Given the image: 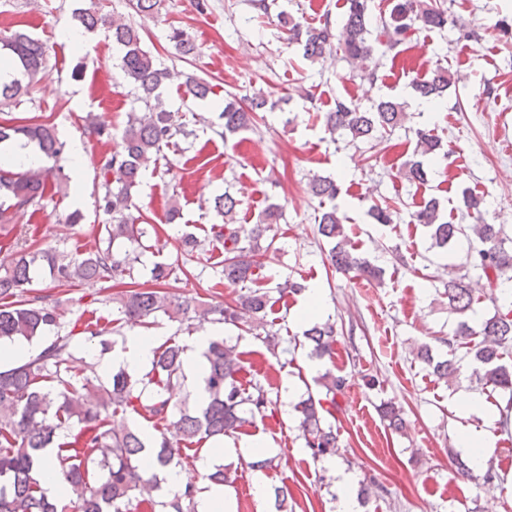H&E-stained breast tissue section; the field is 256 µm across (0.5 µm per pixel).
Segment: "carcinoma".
<instances>
[{
	"label": "carcinoma",
	"mask_w": 512,
	"mask_h": 512,
	"mask_svg": "<svg viewBox=\"0 0 512 512\" xmlns=\"http://www.w3.org/2000/svg\"><path fill=\"white\" fill-rule=\"evenodd\" d=\"M372 0H345V19L336 31L329 16L317 25L308 24L284 11L278 13L279 24L287 31L288 44L300 47L302 57L312 63L340 50L352 69L375 78L370 66L373 46L370 43ZM135 14L154 17L162 13L165 0H128ZM389 18L381 23L391 48L400 44L417 26L442 29L448 23L447 0H390ZM76 20L87 30L101 29L120 52V68L124 82L131 87L134 101L145 113L131 110L120 142L104 157L99 178L102 195L97 206L107 216L103 236L89 250L68 254L55 248L35 252L15 251L9 260L0 262V343L32 341L59 328L58 306L46 303V297L32 294L36 270L48 268L60 286L95 280L125 286L108 297L115 318L112 327L98 322L86 324L84 335L56 336L40 354L4 371H0V512H196L200 488L190 481L173 492L160 494L158 475L182 465L185 450L212 438L230 437L265 418L274 404L276 389L272 377L241 381L246 371L237 345L217 336L203 352L205 361V397L188 406L180 400L182 390V356L186 346L178 341L154 350L151 369L134 374L124 368L112 371L107 380L94 373L82 380L71 374L70 363L81 346L98 344L106 350L107 333H121L124 325L140 323L147 327L160 316L178 323L181 331L190 332L194 324L214 327L238 326L240 316L249 313L258 321L263 336L259 340L272 355H278L282 344L275 323L267 320L275 300L270 290L252 287L254 257L267 253L273 246L270 232L283 218L280 205L271 203L263 210L259 223L247 228L236 223L241 200L229 194L214 198V207L224 213V223L211 226L212 240L224 249L221 270L224 283L237 287L232 299L213 304L199 297L179 299L167 288L177 280L180 267L156 262L141 273V255L145 250L141 227L142 215H136L133 193L139 186L142 171L157 161L163 147L180 136L193 135L175 113L167 110L163 93L174 73L157 62L142 44L139 28L121 15L104 10L100 0H89L79 9ZM168 41L182 57L194 54L196 44L178 27L169 30ZM9 61L18 77L0 82V106L21 104L23 90L44 69L48 51L41 41L22 30L0 32V58ZM417 96L430 105L443 102L453 85L448 68L436 66L411 82ZM186 95L204 101L211 94L210 83L189 76L184 82ZM279 101L259 90L242 102L232 96L224 99L218 113L224 135H233L255 126L259 113L273 111ZM406 118L403 104L383 96L370 109L359 110L345 100L337 99L334 108L325 113V127L330 136L347 134L353 142H369L402 126ZM21 142L32 145L43 159L54 164L45 168L21 169L7 162L0 166V230L7 231L14 215L38 206L47 196L48 179L55 187L70 181L61 162L66 143L54 126L36 116L22 124L13 118L0 117V143ZM413 154L407 164L409 182H429L433 166L448 159L442 140L431 130L416 131ZM310 194L330 207L318 215V231L330 244L328 261L332 267L355 271L369 284L380 285L384 271L354 253L345 229L346 217L339 212L336 198L340 188L336 181L312 175L308 181ZM376 224L392 222L390 207L375 203L368 210ZM414 223L428 231L431 247L448 256L461 241H477L469 246L473 266L489 280L493 303L512 305V250L505 248L506 238L498 224H454L448 221L441 203L430 198L412 213ZM146 276L144 282L137 278ZM307 286L291 279L277 284L279 298L296 296ZM448 313L457 316L452 337L442 340L448 346L444 355H436L424 344L418 358L430 369L438 382L455 380L463 368L480 382L489 383L512 393V372L502 364L512 355V317L497 313L490 318L474 320L469 316L477 302L473 290L462 277H450L444 288ZM314 358L333 357L336 345V323L316 322L305 330ZM475 340L467 358L457 356L455 343ZM326 393L336 396L348 387V378L326 371L318 378ZM320 400L308 396L295 409L299 413L308 460L319 461L339 454L338 434L332 426L322 424ZM132 410L153 423L156 434L146 441L141 431L126 423L110 424L117 412ZM388 427L402 431L403 412L393 405L380 408ZM56 449L55 465L61 480L70 490L68 501L60 503L48 497L36 478L44 465L43 452ZM237 470L230 465H217L206 475L214 485H230Z\"/></svg>",
	"instance_id": "obj_1"
}]
</instances>
